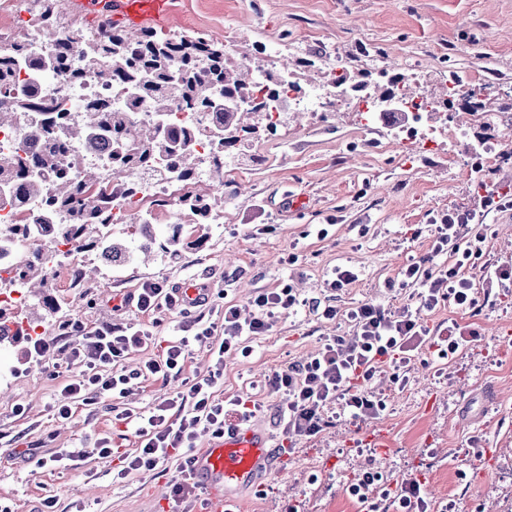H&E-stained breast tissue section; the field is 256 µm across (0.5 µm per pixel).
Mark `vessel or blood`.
Returning <instances> with one entry per match:
<instances>
[{
    "label": "vessel or blood",
    "instance_id": "1",
    "mask_svg": "<svg viewBox=\"0 0 512 512\" xmlns=\"http://www.w3.org/2000/svg\"><path fill=\"white\" fill-rule=\"evenodd\" d=\"M68 7L88 21L105 18L115 27L138 32L167 27L176 12L175 0H69ZM189 467L208 491L211 512H225L256 475L277 469L268 435L239 420L191 455Z\"/></svg>",
    "mask_w": 512,
    "mask_h": 512
}]
</instances>
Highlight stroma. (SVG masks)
Masks as SVG:
<instances>
[{
    "label": "stroma",
    "mask_w": 512,
    "mask_h": 512,
    "mask_svg": "<svg viewBox=\"0 0 512 512\" xmlns=\"http://www.w3.org/2000/svg\"><path fill=\"white\" fill-rule=\"evenodd\" d=\"M177 6L173 30L229 41L245 63L288 70L305 88L322 79L334 53L351 58L352 82L363 81L369 68L353 58L365 44L391 62L412 58L436 91L452 70L512 82V0H177ZM281 126L287 138L259 130L238 171L225 172L216 223L200 228L183 213L184 239L207 233L204 249L188 246L173 261L134 260L118 269L105 267L96 251H82L76 263L92 277L78 283L51 277L45 292L54 308L43 314L51 342L68 344L73 322L89 331L135 325L174 340L196 322L222 323L225 304L251 313L249 301L259 290L289 285L303 297L323 298L327 273L342 263L354 267L358 279L334 306L399 307L409 292L389 290L388 282L399 281L413 259L447 263V255H433L432 244L436 222L453 212L480 214L488 226L483 260L512 268V204L496 202L492 193L493 186L512 184V164L466 171L462 148L444 140L415 149L409 162L389 124L348 112L323 126L292 105ZM478 181L489 192L476 191ZM297 196L305 198L303 207H292ZM188 280L208 296L206 305L138 311L145 282L176 289ZM420 319L437 335L456 323L477 337L444 360L427 348L415 354L404 387L375 381L373 390L387 403L380 419L353 426L337 418L316 439L297 441L283 454L280 475L259 477L257 488L243 490L236 512H291L298 502L302 512H359L346 487L370 464L396 479H418L431 502L454 504L455 512H512V279L478 313L444 305L421 310ZM351 332L343 320L304 308L279 318L249 354L225 356L219 365L206 349L193 348L178 377L133 381L116 408L91 414L79 408L67 420L52 412L58 386L52 371L61 363L64 376H76L80 366L65 365L61 353L27 355L28 337L13 338L0 350L10 368L0 378V506L43 512L44 499L53 496L57 512H208L205 495L171 497L178 462L113 480L121 455L139 445L134 428L115 420V411L147 410L219 368L218 396L253 394L263 405L253 425L280 446V397L253 390V383L306 359L325 337ZM365 432L382 435L387 456L362 441ZM99 438L109 440L112 457L91 456L78 469L38 468L25 455L33 448L48 458ZM471 448L490 451L493 466H460Z\"/></svg>",
    "instance_id": "stroma-1"
}]
</instances>
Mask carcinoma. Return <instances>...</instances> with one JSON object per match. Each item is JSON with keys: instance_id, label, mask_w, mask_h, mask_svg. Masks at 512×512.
<instances>
[{"instance_id": "obj_1", "label": "carcinoma", "mask_w": 512, "mask_h": 512, "mask_svg": "<svg viewBox=\"0 0 512 512\" xmlns=\"http://www.w3.org/2000/svg\"><path fill=\"white\" fill-rule=\"evenodd\" d=\"M46 10L32 19L37 26L59 25L61 0H48ZM83 58L105 85H118L127 91V109L106 112L100 106H86L78 116L58 112L52 102L36 88L24 96L0 99V126H11L24 120L32 124L30 146L8 158L0 157V185H18V206L25 208L31 200L42 204L44 217L58 210L69 212L72 223L62 225L63 238L85 250H95L107 264L124 263L137 244L136 251L149 254L153 248L170 259L179 255L183 246L179 215L189 211L198 224L212 217V206L206 197L189 190L196 182L202 159L195 142H210L212 155L239 156L249 143L256 126L244 124V116L252 109L244 108L255 99V72L245 71L224 44L204 33L185 37L176 44L149 30L133 33L112 30L100 37L96 30L81 32ZM27 32L15 36L14 52L0 56V90L12 91V70L19 58L26 56ZM68 39L57 41L49 71L63 72L69 62ZM267 93L259 107L285 109L288 100L281 94L288 70L264 71ZM146 104L164 115L163 126L157 123L135 124L131 109ZM183 105L207 112L216 126L194 127L172 118L169 110ZM88 154L107 152L112 177L105 178L98 169L85 171L81 182L73 183L68 171L73 149ZM140 170L159 179L175 176L182 183L178 200H153L155 206L171 213L170 230L159 233L154 224H131L130 240L110 238L101 244L104 228L112 223L113 210L121 209L134 197L130 174ZM35 225L22 221L0 230V241H26ZM16 277L23 281L31 295L44 287L53 276L49 256L41 246L30 243L19 257Z\"/></svg>"}]
</instances>
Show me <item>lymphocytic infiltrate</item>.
I'll return each mask as SVG.
<instances>
[{"instance_id": "lymphocytic-infiltrate-1", "label": "lymphocytic infiltrate", "mask_w": 512, "mask_h": 512, "mask_svg": "<svg viewBox=\"0 0 512 512\" xmlns=\"http://www.w3.org/2000/svg\"><path fill=\"white\" fill-rule=\"evenodd\" d=\"M487 230L484 224L458 223L452 215L443 218L436 227L433 251L451 253L452 263L433 271L424 262H411L400 272V287L417 288L420 304L427 309L450 301L458 310H476L479 299L472 281L464 277V269H478L480 280L489 289L512 278L508 270L480 263ZM252 304L256 310L252 319H241L238 308L228 305L222 327L200 326L193 334L164 344L147 330L133 326L86 332L81 325H74L67 360L81 364L82 371L58 387L53 405L57 418H70L76 404L95 409L120 399L133 380L168 379L181 371L193 346L206 348L220 360L243 349L247 340L267 335L276 318L298 308L321 310L327 319L336 315L334 307L301 298L288 285L258 292ZM349 319L353 335L324 339L307 359L289 364L266 380V388L284 396L279 424L287 437L318 434L333 409L353 424L379 418L386 404L373 395L370 383L385 373L393 384L405 385L406 361L431 339L430 329L406 306L391 310L362 302L352 309ZM155 344L161 347L158 357L146 360L132 372L119 370L118 364L128 352ZM220 377L217 371L196 377L184 391L162 400L148 413L121 414V421H136L140 445L135 453L123 457L117 478L149 472L182 457L194 449L199 430L223 434L228 413L248 419L259 411V403L249 397L217 398L215 388ZM347 491L361 512H428L419 481H404L390 490L382 473L371 468L359 473Z\"/></svg>"}]
</instances>
